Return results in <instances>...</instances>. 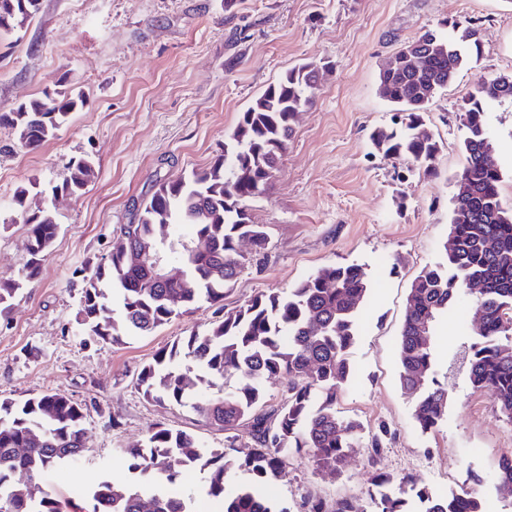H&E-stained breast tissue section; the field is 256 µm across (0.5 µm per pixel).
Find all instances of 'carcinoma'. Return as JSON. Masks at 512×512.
<instances>
[{
    "mask_svg": "<svg viewBox=\"0 0 512 512\" xmlns=\"http://www.w3.org/2000/svg\"><path fill=\"white\" fill-rule=\"evenodd\" d=\"M39 8L40 0H0V20L9 19L0 32L22 26ZM476 33L470 19L448 23L446 32L426 29L403 44L394 66L380 70L383 97L396 111L393 128L370 136L383 157L408 159L434 172L441 144L422 112L480 54ZM319 69L302 64L265 89L240 113L224 153L205 168L157 184L134 205V221L119 227L110 252L84 269L76 323L97 341L118 345L153 333L202 302L216 307L218 319L143 366L137 385L155 403H191L206 423L224 430L227 448L235 447L239 429L251 436L245 451L231 455L226 448L203 447L184 430L159 426L143 444L126 449L128 482L100 478L84 489L87 512H198L194 497L180 490L184 474L198 469L204 473L198 493L220 502L221 512H287L273 502L268 486L288 475L292 458H307L317 471L340 472L356 444L364 443L374 457L392 436L386 423L367 428L339 408L371 289L363 266L326 265L286 292H259L227 311L223 305L224 294L270 249L265 225L252 221L247 202L264 191L298 113L313 104ZM493 100H512V73L481 81L459 105L465 163L453 179L450 243L439 261L412 280L406 297L399 383L414 400L413 416L423 433L436 430L448 413V386L438 379L433 348L437 323L471 282L483 285L477 298L483 321L463 343V378L512 421V205L501 196L502 170L485 162L492 152L486 104ZM84 105L81 94L64 86L1 112L0 126L36 149ZM92 173L89 159L73 158L52 192L77 196ZM27 193L18 190L12 201L29 226L25 275L0 277V315L37 277L58 232L49 208H25ZM172 224L193 225V240L178 247L168 241ZM244 241L251 251L240 249ZM426 322L429 336L423 340ZM281 374L288 376V394L283 403L269 405L264 382ZM231 380L242 385L210 392ZM86 411L53 393L0 399V512H61L42 475L83 461ZM238 473L246 481L235 485ZM373 482L366 508L350 498L329 506L309 496L302 512H414V502L422 512H484L473 492L441 497L409 476L397 487L382 475ZM497 489L512 501V452L498 460Z\"/></svg>",
    "mask_w": 512,
    "mask_h": 512,
    "instance_id": "carcinoma-1",
    "label": "carcinoma"
}]
</instances>
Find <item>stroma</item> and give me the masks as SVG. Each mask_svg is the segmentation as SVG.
I'll return each instance as SVG.
<instances>
[{
  "label": "stroma",
  "mask_w": 512,
  "mask_h": 512,
  "mask_svg": "<svg viewBox=\"0 0 512 512\" xmlns=\"http://www.w3.org/2000/svg\"><path fill=\"white\" fill-rule=\"evenodd\" d=\"M465 17L478 24L482 54L423 115L443 143L435 175L374 153L371 132L393 118L379 93L380 70L424 29ZM303 63L321 66L315 102L248 206L271 250L261 269L241 275L224 306L287 291L327 264L363 265L372 288L340 406L366 425L387 423L393 437L373 462L366 448H353L339 473H315L295 459L271 492L296 512L307 493L364 502L376 472L393 481L410 473L444 493L478 475L487 512H512L495 488L498 460L512 450V421L457 375L475 294L439 322L437 372L448 377V415L436 431L416 427L397 358L407 291L448 239L452 179L464 164L457 107L481 79L512 72V0H239L229 11L224 0H40L21 29L0 34V113L63 84L82 92L86 105L35 150L0 127V209L9 210L24 187L29 207L51 206L59 224L40 277L0 317V398L50 392L86 405L85 459L44 475L64 512H84L80 492L102 475L127 480L126 448L156 426L223 447V431L190 405H157L136 384L159 352L204 330L213 307L122 345L88 340L75 322L82 270L110 251L134 201L157 182L207 166L240 112ZM487 123L503 197L512 203V102L490 103ZM73 157L91 159V181L80 195L47 200L45 190L62 182ZM26 240L23 222L0 225V276H21Z\"/></svg>",
  "instance_id": "stroma-1"
}]
</instances>
